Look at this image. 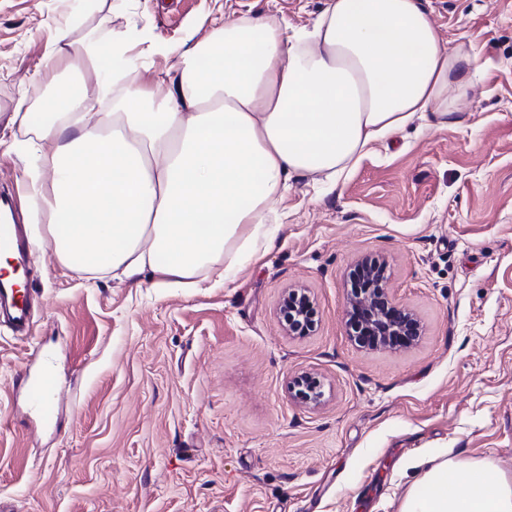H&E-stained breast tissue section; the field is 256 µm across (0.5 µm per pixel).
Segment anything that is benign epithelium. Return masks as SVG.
<instances>
[{"instance_id":"benign-epithelium-1","label":"benign epithelium","mask_w":512,"mask_h":512,"mask_svg":"<svg viewBox=\"0 0 512 512\" xmlns=\"http://www.w3.org/2000/svg\"><path fill=\"white\" fill-rule=\"evenodd\" d=\"M359 271L369 282L367 288H356L347 300V315L352 329L351 338L359 346L370 350H395L411 346L420 336L421 325L417 317L405 306L396 302L385 288V263L378 258L367 259ZM294 290L285 296L283 306L294 315L288 321V331L293 332L305 322L311 326L313 317L305 305L296 299ZM299 394L307 402L319 399L317 382L308 376L294 381Z\"/></svg>"}]
</instances>
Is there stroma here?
Returning a JSON list of instances; mask_svg holds the SVG:
<instances>
[{"label": "stroma", "mask_w": 512, "mask_h": 512, "mask_svg": "<svg viewBox=\"0 0 512 512\" xmlns=\"http://www.w3.org/2000/svg\"><path fill=\"white\" fill-rule=\"evenodd\" d=\"M324 0H0V191L28 223L50 143L14 122L64 94L59 37L126 45L164 96L179 53L218 23L274 16L309 28ZM443 41L482 69L448 126L411 122L336 184L293 181L274 248L235 282L187 292L26 264L27 332L0 321V512H398L411 462L442 451L512 476V0H425ZM169 47L154 53L153 45ZM420 319L419 341L349 338L359 264ZM305 293L314 324L280 311ZM57 415L41 424L17 382L43 352ZM308 375L321 398L297 395Z\"/></svg>", "instance_id": "stroma-1"}]
</instances>
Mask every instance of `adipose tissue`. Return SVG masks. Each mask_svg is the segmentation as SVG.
Here are the masks:
<instances>
[{"instance_id": "ef3b65f1", "label": "adipose tissue", "mask_w": 512, "mask_h": 512, "mask_svg": "<svg viewBox=\"0 0 512 512\" xmlns=\"http://www.w3.org/2000/svg\"><path fill=\"white\" fill-rule=\"evenodd\" d=\"M96 89L22 113L52 150L36 244L59 267L149 288L234 282L280 230L298 177L337 181L371 144L414 120L448 124L479 69L442 44L423 0H326L312 28L225 23L182 55L163 98L132 78L124 45H70ZM113 111L92 112V95ZM398 512H512V477L452 456L424 469Z\"/></svg>"}]
</instances>
